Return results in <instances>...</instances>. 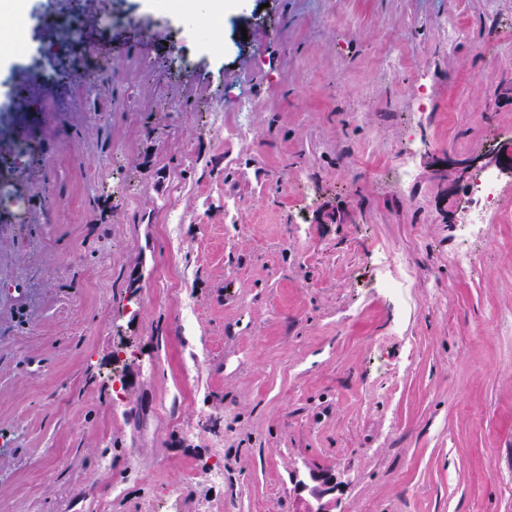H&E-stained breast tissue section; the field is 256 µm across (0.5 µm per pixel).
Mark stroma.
<instances>
[{
  "instance_id": "1",
  "label": "stroma",
  "mask_w": 512,
  "mask_h": 512,
  "mask_svg": "<svg viewBox=\"0 0 512 512\" xmlns=\"http://www.w3.org/2000/svg\"><path fill=\"white\" fill-rule=\"evenodd\" d=\"M487 2L29 0L79 36L0 63V512H512V177L467 239L446 168L512 154ZM397 263H401L397 256L390 252H383L379 256L378 270L382 283L396 294L404 306L407 305V283L398 278L393 268ZM338 485L336 475L329 471L310 470L296 475L299 507L295 512H335Z\"/></svg>"
}]
</instances>
